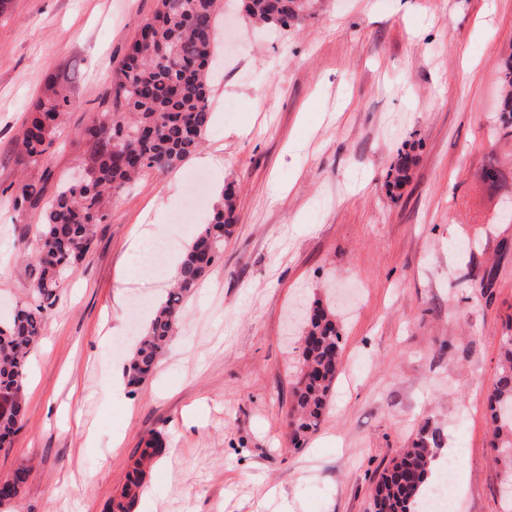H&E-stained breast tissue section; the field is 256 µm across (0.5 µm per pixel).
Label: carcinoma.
<instances>
[{
	"label": "carcinoma",
	"instance_id": "1",
	"mask_svg": "<svg viewBox=\"0 0 512 512\" xmlns=\"http://www.w3.org/2000/svg\"><path fill=\"white\" fill-rule=\"evenodd\" d=\"M252 20L285 29L315 13L319 0H241ZM222 0H158L152 17L128 45L122 65L104 96V108L77 131V140L93 152L84 178L59 183L49 199L45 186L23 183L14 190V210L43 212L36 257L27 265L26 300L0 316V449L8 448L25 416V366L43 325L58 299L62 281L90 253L97 227L108 218L107 204L123 195L151 170H174L202 145L212 123L208 108L209 65L215 58L213 28ZM72 78L50 79L32 105L22 130L18 163L26 168L48 163L65 113L78 106ZM508 92L501 102L500 136L512 137V59L503 69ZM411 158L400 157L393 181L409 179ZM234 223L232 193L222 198L189 245L165 297L138 340L125 366L127 385H139L158 364L182 317L186 299L209 274ZM342 336L335 314L315 303L306 325L301 367L292 388L289 427L293 438L316 432L327 414L342 361ZM494 461L501 466V500L512 512V324L500 339V357L487 403ZM128 473L116 512H129L138 497L146 469L162 451L152 436ZM443 447L436 429L422 426L409 447L391 461L372 495L373 512H411L431 488L427 476L435 449ZM30 469L4 481L3 492L18 496Z\"/></svg>",
	"mask_w": 512,
	"mask_h": 512
}]
</instances>
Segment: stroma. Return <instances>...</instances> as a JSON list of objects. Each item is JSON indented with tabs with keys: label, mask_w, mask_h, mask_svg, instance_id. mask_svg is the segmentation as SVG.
Segmentation results:
<instances>
[{
	"label": "stroma",
	"mask_w": 512,
	"mask_h": 512,
	"mask_svg": "<svg viewBox=\"0 0 512 512\" xmlns=\"http://www.w3.org/2000/svg\"><path fill=\"white\" fill-rule=\"evenodd\" d=\"M157 0H13L0 15V310L25 300L19 238L38 210L12 206L42 173L17 161L28 106L72 73L81 107L49 158L50 183L89 156L75 133ZM211 85L213 122L188 159L108 203L85 263L25 370L26 416L0 449V481L33 472L0 512H106L145 440L164 456L134 512H372L383 469L422 425L456 449L454 512H502L486 398L512 319V138L495 139L512 58V0H321L301 25L257 32L239 4ZM410 153V179L390 166ZM499 170V182L483 179ZM207 204L192 208L193 174ZM231 189L236 222L153 371L114 390L169 286L133 245L142 229L182 257ZM493 276L489 298L480 284ZM336 311L342 367L320 428L289 434L299 367L297 300Z\"/></svg>",
	"instance_id": "1"
}]
</instances>
